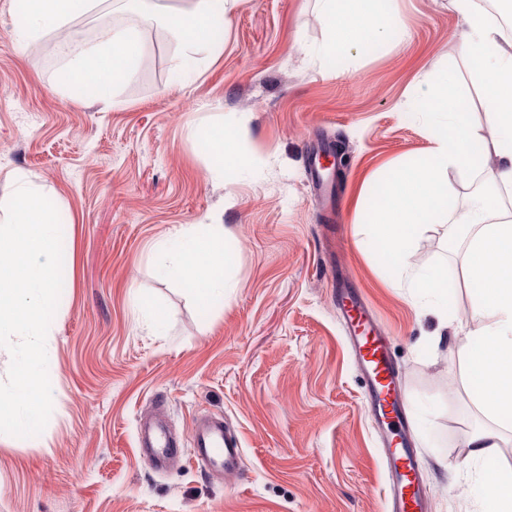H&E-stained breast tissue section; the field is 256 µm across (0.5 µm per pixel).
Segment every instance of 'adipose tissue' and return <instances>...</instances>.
<instances>
[{"mask_svg": "<svg viewBox=\"0 0 512 512\" xmlns=\"http://www.w3.org/2000/svg\"><path fill=\"white\" fill-rule=\"evenodd\" d=\"M99 0H16L23 28L18 44L49 33L68 32L71 22L89 14ZM327 28L329 49L365 47L386 39L394 23L381 0H319ZM239 0H194L191 9L164 12L163 20L183 57L210 58L219 50L216 19L226 18ZM466 29L460 48L474 63L477 75H489L486 85L489 140L486 155L494 161L495 182L512 189V37L492 21L478 17L477 0H452ZM70 55L60 87L73 98L89 97L103 107L115 103L119 83L144 60L139 32L130 27L109 30L98 42L79 45L70 38ZM455 77L445 73L436 93L425 99L435 118L429 134L436 143L430 156L405 168L372 217L378 249L397 269H405L415 236L429 230L448 206V170H480L474 155L466 114L450 90ZM478 225L468 245L471 259L463 276L478 287V302L487 308V323L467 336L462 365L466 387L476 407L495 422V429L474 431L468 440L469 457L477 464L495 456L500 446L497 426H512V212L503 209L498 194H490L471 212ZM154 258L164 273L180 282L201 304L221 298L224 278V227L186 224L157 243Z\"/></svg>", "mask_w": 512, "mask_h": 512, "instance_id": "ef3b65f1", "label": "adipose tissue"}]
</instances>
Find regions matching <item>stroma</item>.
I'll use <instances>...</instances> for the list:
<instances>
[{
	"label": "stroma",
	"instance_id": "35a3bbf8",
	"mask_svg": "<svg viewBox=\"0 0 512 512\" xmlns=\"http://www.w3.org/2000/svg\"><path fill=\"white\" fill-rule=\"evenodd\" d=\"M386 10L392 39L332 54L318 0H242L214 60L171 83L183 60L166 35L147 48L155 68L135 69L105 110L61 95V61L42 58L40 42L18 46L12 0H0V91L14 100L0 112V201L22 174L73 219L46 339L53 410L37 436L0 434V512H385L383 434L364 410L332 263L392 343L431 512H479L467 440L492 422L465 387L460 345L487 317L459 274L467 238L446 228L481 205L488 177L449 168L448 208L415 237L406 271L380 257L369 217L379 190L435 147L422 99L438 73L454 74L479 142L484 87L449 0ZM243 116L246 163L216 173L200 137ZM317 143L347 153L336 210L312 184ZM214 220L228 288L204 307L158 275L150 249ZM443 267L456 273L445 330L407 278ZM158 408L179 442L161 471L137 447L139 419ZM209 413L239 433L242 475L214 480L193 457L191 422Z\"/></svg>",
	"mask_w": 512,
	"mask_h": 512
}]
</instances>
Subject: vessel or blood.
<instances>
[{
	"label": "vessel or blood",
	"mask_w": 512,
	"mask_h": 512,
	"mask_svg": "<svg viewBox=\"0 0 512 512\" xmlns=\"http://www.w3.org/2000/svg\"><path fill=\"white\" fill-rule=\"evenodd\" d=\"M337 301L347 324L355 357L364 376L363 402L377 423L386 428L383 452L388 466V512H428L429 502L420 483L417 455L406 438L402 387L390 339L358 289L341 283ZM194 454L211 476H236L242 472L243 445L237 431L223 417L195 418L191 426ZM143 458L155 467L169 458L175 441L168 426L143 421L138 427Z\"/></svg>",
	"instance_id": "b4317fda"
}]
</instances>
